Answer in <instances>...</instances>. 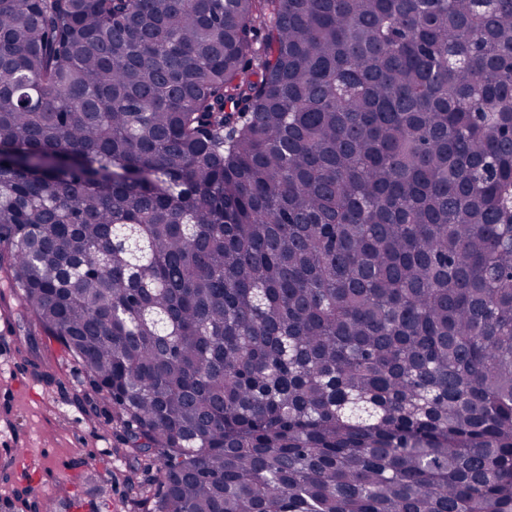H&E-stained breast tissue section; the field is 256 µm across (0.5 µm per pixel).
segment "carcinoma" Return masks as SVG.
Here are the masks:
<instances>
[{
  "mask_svg": "<svg viewBox=\"0 0 512 512\" xmlns=\"http://www.w3.org/2000/svg\"><path fill=\"white\" fill-rule=\"evenodd\" d=\"M510 188L512 0H0V309L146 512H512Z\"/></svg>",
  "mask_w": 512,
  "mask_h": 512,
  "instance_id": "carcinoma-1",
  "label": "carcinoma"
}]
</instances>
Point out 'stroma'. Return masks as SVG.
<instances>
[{
    "instance_id": "obj_1",
    "label": "stroma",
    "mask_w": 512,
    "mask_h": 512,
    "mask_svg": "<svg viewBox=\"0 0 512 512\" xmlns=\"http://www.w3.org/2000/svg\"><path fill=\"white\" fill-rule=\"evenodd\" d=\"M21 348L19 339L0 337V461L10 474L0 480V497L60 500L59 512H140L127 494L111 414L90 417L75 402L79 364L57 342L40 341L38 353L54 375L49 382Z\"/></svg>"
}]
</instances>
